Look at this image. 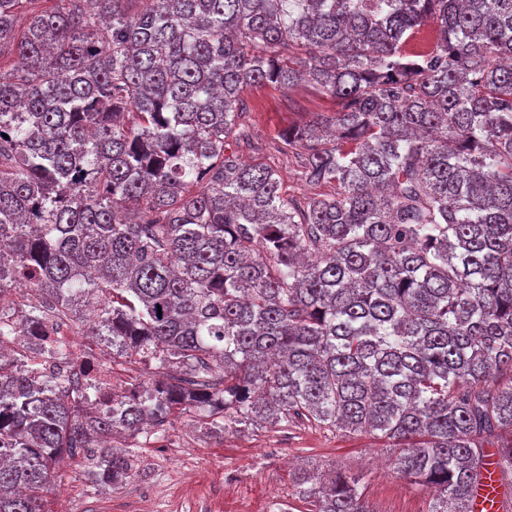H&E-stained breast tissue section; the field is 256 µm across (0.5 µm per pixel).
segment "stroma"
I'll use <instances>...</instances> for the list:
<instances>
[{
  "instance_id": "obj_1",
  "label": "stroma",
  "mask_w": 512,
  "mask_h": 512,
  "mask_svg": "<svg viewBox=\"0 0 512 512\" xmlns=\"http://www.w3.org/2000/svg\"><path fill=\"white\" fill-rule=\"evenodd\" d=\"M240 118L249 135L235 144L246 161L272 167L286 196L303 199L333 194L334 185L307 183L296 152L281 150V130L331 112L335 102L313 85L290 90L273 84L246 89ZM130 448L139 473L115 488L99 483L83 456H63L53 469L47 494L52 512H316L301 498L303 473L333 471L361 476V490L373 512H427L428 490L393 472L392 448L369 434L350 435L307 423L221 428L190 415L164 430L134 439Z\"/></svg>"
}]
</instances>
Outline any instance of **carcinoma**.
Instances as JSON below:
<instances>
[{"mask_svg": "<svg viewBox=\"0 0 512 512\" xmlns=\"http://www.w3.org/2000/svg\"><path fill=\"white\" fill-rule=\"evenodd\" d=\"M131 2L0 0V339L91 305L183 374L89 413L0 355V512H50L65 452L128 481L107 439L188 411L391 441L428 512L512 487V0ZM301 80L336 102L280 134L336 185L302 201L229 149L245 88ZM360 481L301 493L372 512Z\"/></svg>", "mask_w": 512, "mask_h": 512, "instance_id": "carcinoma-1", "label": "carcinoma"}]
</instances>
